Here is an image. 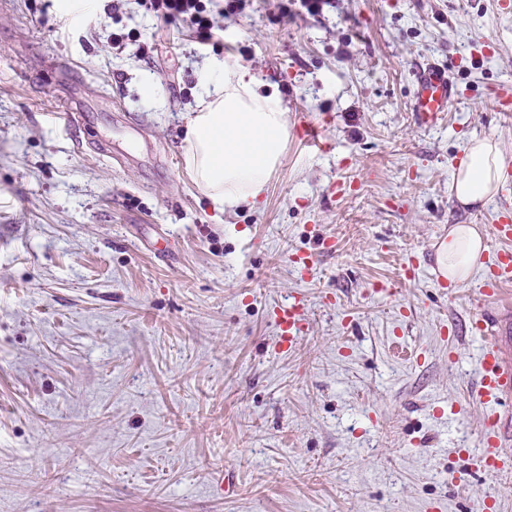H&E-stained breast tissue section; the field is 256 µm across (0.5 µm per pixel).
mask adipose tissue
Returning <instances> with one entry per match:
<instances>
[{
	"instance_id": "obj_1",
	"label": "adipose tissue",
	"mask_w": 512,
	"mask_h": 512,
	"mask_svg": "<svg viewBox=\"0 0 512 512\" xmlns=\"http://www.w3.org/2000/svg\"><path fill=\"white\" fill-rule=\"evenodd\" d=\"M205 91L187 118L185 168L220 212L255 205L280 164L288 141V112L277 84L248 66L211 59L201 73ZM512 157L493 138L472 139L452 178L460 204L485 203L501 186ZM486 232L477 224H454L435 246L439 275L464 284L482 265Z\"/></svg>"
}]
</instances>
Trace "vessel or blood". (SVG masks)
Instances as JSON below:
<instances>
[{
  "instance_id": "vessel-or-blood-1",
  "label": "vessel or blood",
  "mask_w": 512,
  "mask_h": 512,
  "mask_svg": "<svg viewBox=\"0 0 512 512\" xmlns=\"http://www.w3.org/2000/svg\"><path fill=\"white\" fill-rule=\"evenodd\" d=\"M412 110L419 126H435L446 117L460 92L448 75L446 65L420 64L415 73ZM497 245L488 252L476 279L475 312L467 323L470 335L483 341L478 357L479 379L474 398L483 406L480 448L472 460L475 471L491 475L512 474V348L501 336L503 321L495 306L506 288L512 286V206L500 204L493 215ZM269 316L277 331L276 345L293 350L305 335L308 320L305 298L296 293L288 303L273 306Z\"/></svg>"
}]
</instances>
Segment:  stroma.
I'll return each mask as SVG.
<instances>
[{"label":"stroma","instance_id":"obj_1","mask_svg":"<svg viewBox=\"0 0 512 512\" xmlns=\"http://www.w3.org/2000/svg\"><path fill=\"white\" fill-rule=\"evenodd\" d=\"M498 2L335 0L290 17L252 0L202 47L137 0H0V512H476L486 493L512 512V475L472 469L482 342L464 332L469 285H443L433 248L512 205V172L485 204L451 194L471 138L512 153L491 96L512 86ZM135 30L155 52L113 46ZM215 56L277 82L289 113L266 192L233 214L184 163ZM57 61L85 107L74 125ZM427 61L462 92L431 128L412 112ZM306 118L323 149L302 144ZM336 182L355 189L332 196ZM297 292L309 331L283 352L268 310Z\"/></svg>","mask_w":512,"mask_h":512}]
</instances>
